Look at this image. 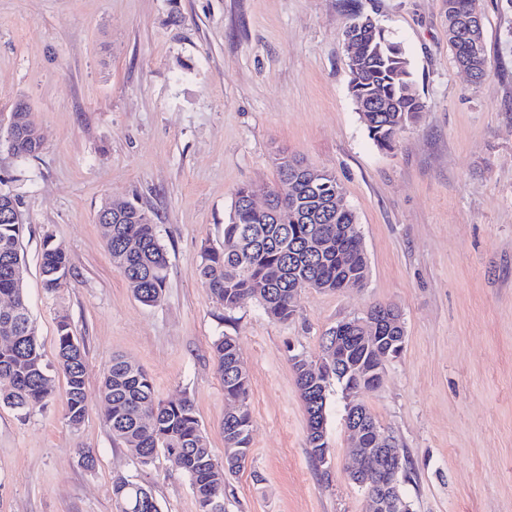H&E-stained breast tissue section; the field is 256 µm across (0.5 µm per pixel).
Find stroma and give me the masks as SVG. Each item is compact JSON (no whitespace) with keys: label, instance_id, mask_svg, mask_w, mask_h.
<instances>
[{"label":"stroma","instance_id":"1","mask_svg":"<svg viewBox=\"0 0 512 512\" xmlns=\"http://www.w3.org/2000/svg\"><path fill=\"white\" fill-rule=\"evenodd\" d=\"M480 6L489 74L475 85L448 49V0H0V123L22 99L44 137L28 158L0 144V188L20 199L25 288L54 384L28 421L0 406V512H115L118 476L161 512H198L188 476L162 458L142 466L113 440L98 390L123 356L160 399L190 398L223 455L211 352L222 334L249 369L253 419L224 512H366L342 393L327 392L329 461H313L291 358L319 359L328 329L377 304L401 310L405 346L360 398L408 458L414 512H512V0ZM354 9L401 43L425 104L391 152L369 140L349 93ZM281 154L336 175L368 259L364 287L304 289L284 323L254 302L219 309L198 273L235 189L273 186ZM115 199L148 210L168 251L154 306L108 253L97 212ZM48 234L72 263L54 296L41 285ZM63 315L86 349L75 428L56 359Z\"/></svg>","mask_w":512,"mask_h":512}]
</instances>
